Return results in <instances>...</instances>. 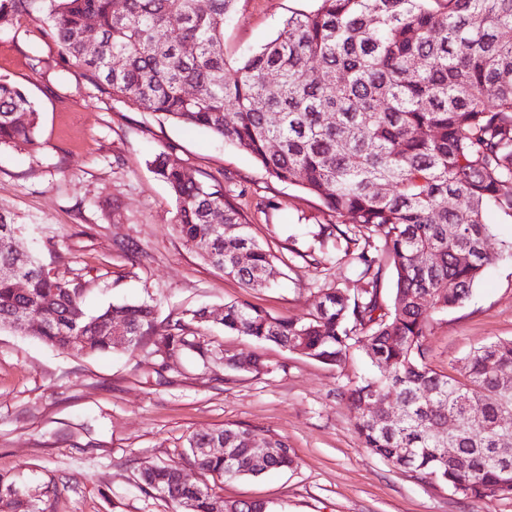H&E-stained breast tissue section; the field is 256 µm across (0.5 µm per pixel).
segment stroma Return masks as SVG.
I'll return each instance as SVG.
<instances>
[{
  "label": "stroma",
  "instance_id": "1",
  "mask_svg": "<svg viewBox=\"0 0 512 512\" xmlns=\"http://www.w3.org/2000/svg\"><path fill=\"white\" fill-rule=\"evenodd\" d=\"M315 0H237L224 26V53L236 59L269 42L296 10ZM0 73L21 86L40 114L39 147H0V214L23 230L22 250L53 272L77 279L84 306L150 301L158 319L189 310L220 312L244 298L277 317L314 310L327 285L355 288L344 244L314 246L306 220L326 221L317 198L270 178L247 153L214 137L112 99L82 79L75 62L24 21L0 32ZM167 154L237 197L257 240L301 252L277 265L269 288L249 295L203 262L174 223L176 201L150 163ZM488 249L496 256L463 306L434 316L430 365L461 376L475 347L512 338V219L491 212ZM130 246L136 260L125 257ZM203 340L214 352L260 358L269 371L216 366L188 354L162 361L141 349L67 353L33 336L0 329V475L41 512H175L142 489L143 467L180 463L190 480L212 476L186 459L194 432L225 425L257 437L286 436L294 468L227 480L230 500H260L270 512H512L511 499H472L393 468L363 448L344 396L367 370L355 353L345 371L271 343L225 332L210 321Z\"/></svg>",
  "mask_w": 512,
  "mask_h": 512
}]
</instances>
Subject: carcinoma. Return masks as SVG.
<instances>
[{"instance_id":"cac0c4a2","label":"carcinoma","mask_w":512,"mask_h":512,"mask_svg":"<svg viewBox=\"0 0 512 512\" xmlns=\"http://www.w3.org/2000/svg\"><path fill=\"white\" fill-rule=\"evenodd\" d=\"M236 2L207 0L201 11L196 0H0V27L40 22V41L59 46L60 58L74 60L100 91L211 132L272 178L315 196L328 215L349 217L314 225L313 237L345 242L362 287L319 289L303 318L236 301L224 306V331L338 369L358 350L372 364L391 363L392 372L376 366L347 390L362 446L463 497L512 498V461L489 455L512 449V339L472 350L463 381L433 369L426 348L432 314L465 304L496 259L486 212L512 218V0H317L231 64L224 22ZM37 130L28 94L0 77V147L34 151ZM153 166L177 202L182 239L243 287L264 288L276 264L306 258L257 241L218 180L165 155ZM20 232L0 214V328L29 314L40 324L30 335L63 351L114 350L112 332L121 329L130 348L206 356L205 310L161 322L148 302L89 314L75 280L13 251ZM16 274L28 280L24 293L14 288ZM395 408L404 418L385 421ZM450 413L460 429L447 437ZM213 440L229 457L196 454ZM266 440L272 451L262 456L250 429L226 426L189 435L185 453L222 481L295 465L286 437ZM139 480L181 512H267L262 501L183 487L176 465L143 470ZM18 491L0 476V512H40Z\"/></svg>"}]
</instances>
